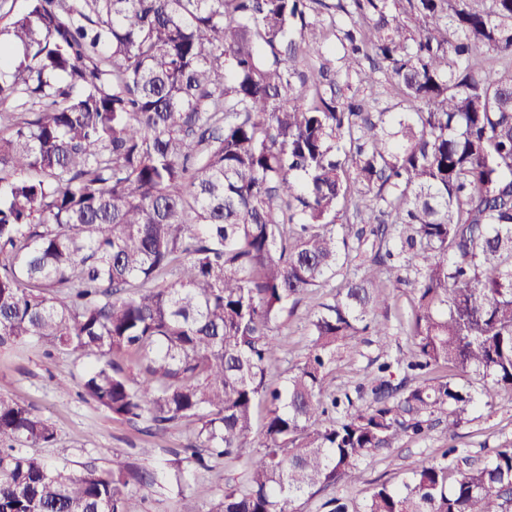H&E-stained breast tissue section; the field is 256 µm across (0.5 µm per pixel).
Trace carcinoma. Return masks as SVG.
Instances as JSON below:
<instances>
[{
	"label": "carcinoma",
	"mask_w": 512,
	"mask_h": 512,
	"mask_svg": "<svg viewBox=\"0 0 512 512\" xmlns=\"http://www.w3.org/2000/svg\"><path fill=\"white\" fill-rule=\"evenodd\" d=\"M0 0V345L36 339L91 363L112 417L193 440L167 460H244L207 512H298L372 456L448 438L512 393V0ZM351 18L343 59L386 67L406 111L344 98L309 15ZM354 208L360 222L336 224ZM378 249L307 316V352L270 380L273 326L325 287L366 234ZM413 349L368 388L325 379L386 335L380 287L416 268ZM139 365L131 373L126 358ZM481 377L473 389L460 383ZM262 448L252 447L258 410ZM49 420L0 395V512H143L150 473L54 468L26 449ZM321 512H512V443L475 464L450 446L401 484Z\"/></svg>",
	"instance_id": "carcinoma-1"
}]
</instances>
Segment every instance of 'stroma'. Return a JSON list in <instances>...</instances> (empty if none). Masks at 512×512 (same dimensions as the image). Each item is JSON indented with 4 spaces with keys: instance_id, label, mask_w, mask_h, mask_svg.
I'll return each instance as SVG.
<instances>
[{
    "instance_id": "35a3bbf8",
    "label": "stroma",
    "mask_w": 512,
    "mask_h": 512,
    "mask_svg": "<svg viewBox=\"0 0 512 512\" xmlns=\"http://www.w3.org/2000/svg\"><path fill=\"white\" fill-rule=\"evenodd\" d=\"M316 17L329 31V50L314 55L313 64L325 65L344 95L367 96L361 75L346 69L341 59L340 38L350 25L349 18L341 11L324 9L319 10ZM329 297V288L319 289L289 305L281 315L274 331L282 345L276 372H283L302 358L309 345L306 317ZM412 311L411 285L391 287L389 307L378 315L386 327L385 335L367 336L358 349L345 351L326 378L327 390L336 394L353 391L357 384L371 378L377 358L387 352L409 349L408 324ZM86 367V360L50 351L46 344L35 340L0 347V394L50 420L56 430L55 441L35 448V455L52 466L78 473L89 465L109 468L115 455L134 458L139 449H155L156 454L147 465L154 470L156 482L142 491L144 512H178L180 497L184 494L195 498L198 506L205 510L225 486L241 481L240 464L221 460L208 471H199L193 463H184L187 480L177 483L164 460L171 449L182 447L191 437L192 424L180 422L161 431L148 432L142 426L113 419L110 413L82 396L79 381ZM60 380L69 383V390H56L55 384ZM509 442H512L510 396H503L494 407L477 408L472 421L461 427L453 439L448 436L447 416L438 413L432 417L424 438L404 439L399 448L370 458L363 466L361 481L339 486L335 493L361 500L374 484H399L419 460L438 457L441 448L451 443L481 458Z\"/></svg>"
}]
</instances>
